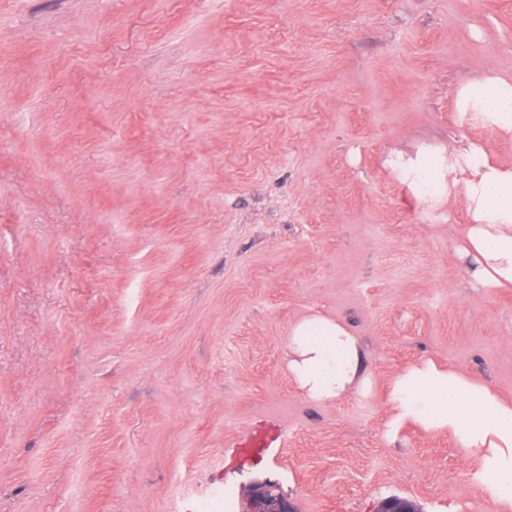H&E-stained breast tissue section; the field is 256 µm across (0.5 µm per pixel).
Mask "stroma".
Masks as SVG:
<instances>
[{
	"label": "stroma",
	"instance_id": "35a3bbf8",
	"mask_svg": "<svg viewBox=\"0 0 512 512\" xmlns=\"http://www.w3.org/2000/svg\"><path fill=\"white\" fill-rule=\"evenodd\" d=\"M507 72L512 0H0V512H490L450 436L385 423L422 358L512 399V289L459 256L512 133L458 93ZM310 313L368 395L298 390ZM287 357L288 373L309 401L333 402L370 390L361 344L337 320L319 314L300 318L290 330ZM242 496L248 507L241 512H296L282 496L273 494L272 486L265 482H252Z\"/></svg>",
	"mask_w": 512,
	"mask_h": 512
}]
</instances>
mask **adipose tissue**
<instances>
[{
    "label": "adipose tissue",
    "mask_w": 512,
    "mask_h": 512,
    "mask_svg": "<svg viewBox=\"0 0 512 512\" xmlns=\"http://www.w3.org/2000/svg\"><path fill=\"white\" fill-rule=\"evenodd\" d=\"M462 93L512 132V80H474ZM466 197L474 223L462 254L471 278L512 287V171L492 165L485 152L475 153ZM287 357L288 373L309 401L333 402L370 390L361 344L337 320L319 314L300 318L290 330ZM389 403L390 434L407 425L448 434L495 512H512V402L457 370L419 360L391 379Z\"/></svg>",
    "instance_id": "1"
}]
</instances>
